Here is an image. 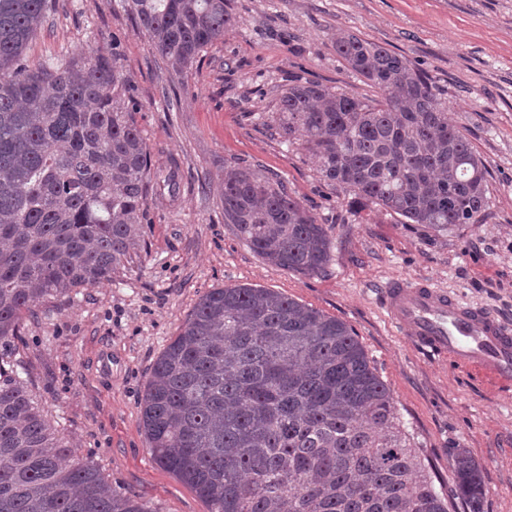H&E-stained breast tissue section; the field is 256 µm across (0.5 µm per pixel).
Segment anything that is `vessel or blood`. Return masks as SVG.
Here are the masks:
<instances>
[{"label": "vessel or blood", "instance_id": "vessel-or-blood-1", "mask_svg": "<svg viewBox=\"0 0 512 512\" xmlns=\"http://www.w3.org/2000/svg\"><path fill=\"white\" fill-rule=\"evenodd\" d=\"M389 319L410 326L415 343L512 379V326L493 314L460 304L426 282L395 281L383 291Z\"/></svg>", "mask_w": 512, "mask_h": 512}]
</instances>
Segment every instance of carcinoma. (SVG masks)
<instances>
[{
  "instance_id": "obj_1",
  "label": "carcinoma",
  "mask_w": 512,
  "mask_h": 512,
  "mask_svg": "<svg viewBox=\"0 0 512 512\" xmlns=\"http://www.w3.org/2000/svg\"><path fill=\"white\" fill-rule=\"evenodd\" d=\"M51 3L0 0V512H158L77 459L20 376L25 317L131 260L156 177L117 49L25 61ZM127 7L178 72L235 22L231 0ZM336 52L380 99L296 79L279 99L281 137L302 134L359 206L437 233L479 223L487 167L431 76L353 33ZM222 205L264 261L304 276L328 267L327 229L261 166L224 167ZM141 420L154 459L209 512H450L454 499L484 512L463 448L448 450V489H436L352 327L267 288L199 298L155 361Z\"/></svg>"
}]
</instances>
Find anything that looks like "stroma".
<instances>
[{"instance_id":"obj_1","label":"stroma","mask_w":512,"mask_h":512,"mask_svg":"<svg viewBox=\"0 0 512 512\" xmlns=\"http://www.w3.org/2000/svg\"><path fill=\"white\" fill-rule=\"evenodd\" d=\"M235 23L176 73L124 0H56L26 58L55 65L94 47L136 91L155 169L178 163L177 196L148 197L146 245L111 281L49 304L25 324L21 358L50 421L108 482L159 512H209L153 459L141 398L157 357L213 288L271 289L351 325L394 399L412 447L439 479L466 449L488 489L484 512H512V381L418 347L391 322L382 291L423 280L512 325V0H232ZM351 31L432 76L448 119L485 162L480 223L435 233L378 206H352L302 146L282 143L278 97L297 77L369 100L379 91L337 54ZM277 175L328 229L332 261L303 276L266 263L225 223L224 167Z\"/></svg>"}]
</instances>
